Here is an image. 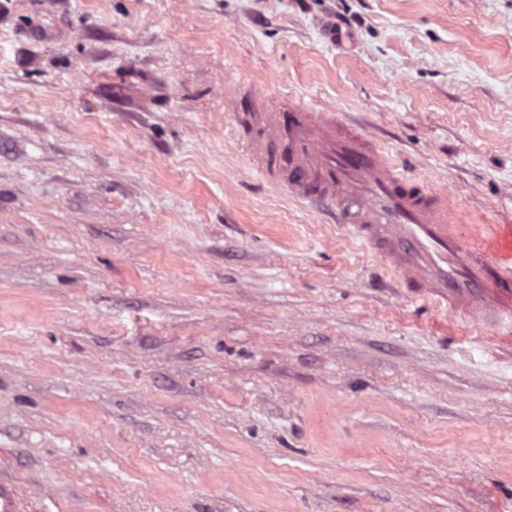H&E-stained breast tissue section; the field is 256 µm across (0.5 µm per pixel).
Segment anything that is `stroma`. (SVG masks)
Segmentation results:
<instances>
[{
  "instance_id": "obj_1",
  "label": "stroma",
  "mask_w": 512,
  "mask_h": 512,
  "mask_svg": "<svg viewBox=\"0 0 512 512\" xmlns=\"http://www.w3.org/2000/svg\"><path fill=\"white\" fill-rule=\"evenodd\" d=\"M251 86L512 267V0H0V475L30 512H505L512 328L264 180Z\"/></svg>"
}]
</instances>
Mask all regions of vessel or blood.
<instances>
[{
  "label": "vessel or blood",
  "instance_id": "obj_1",
  "mask_svg": "<svg viewBox=\"0 0 512 512\" xmlns=\"http://www.w3.org/2000/svg\"><path fill=\"white\" fill-rule=\"evenodd\" d=\"M250 111L236 134L257 170L289 196L351 227L423 300L482 324L512 326V269L464 246L439 196L401 173L333 112L283 96L245 92ZM0 512H25L14 481L0 476Z\"/></svg>",
  "mask_w": 512,
  "mask_h": 512
}]
</instances>
